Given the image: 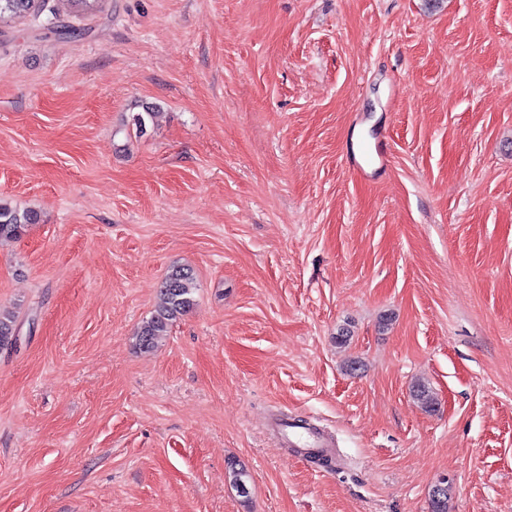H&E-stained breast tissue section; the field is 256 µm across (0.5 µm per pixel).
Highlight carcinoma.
<instances>
[{
  "label": "carcinoma",
  "mask_w": 512,
  "mask_h": 512,
  "mask_svg": "<svg viewBox=\"0 0 512 512\" xmlns=\"http://www.w3.org/2000/svg\"><path fill=\"white\" fill-rule=\"evenodd\" d=\"M71 13L75 15H93L101 10L103 0H67ZM45 0H0V24L7 19H20L28 16L38 17ZM40 219L34 209H21L0 200V241L19 238L25 227L36 224ZM194 277L191 270L176 267L162 282L158 302L150 317L139 326L135 344L143 350L155 347L159 338L168 335L171 326L187 315L194 306ZM18 335L16 316L9 310H0V349L15 347ZM414 399L426 410L436 405V398L429 386L418 383L413 389ZM230 485L239 496L249 498V472L236 461L227 464Z\"/></svg>",
  "instance_id": "obj_1"
}]
</instances>
